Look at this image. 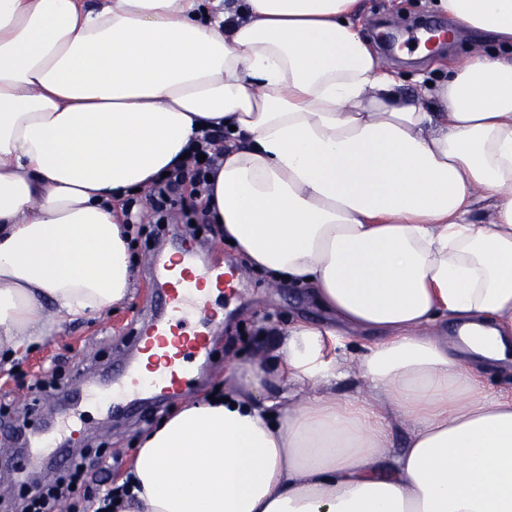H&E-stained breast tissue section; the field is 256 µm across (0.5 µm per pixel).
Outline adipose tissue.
Wrapping results in <instances>:
<instances>
[{
	"label": "adipose tissue",
	"mask_w": 512,
	"mask_h": 512,
	"mask_svg": "<svg viewBox=\"0 0 512 512\" xmlns=\"http://www.w3.org/2000/svg\"><path fill=\"white\" fill-rule=\"evenodd\" d=\"M431 6L512 47V0ZM360 14L0 0L5 359L130 299L122 202L218 127L210 223L332 317L288 326L277 363L256 357L145 436L116 512H512V393L481 384L512 370V54L408 92ZM482 191L489 224L471 218ZM355 333L362 353L338 358Z\"/></svg>",
	"instance_id": "obj_1"
}]
</instances>
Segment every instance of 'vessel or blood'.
I'll return each mask as SVG.
<instances>
[{"label":"vessel or blood","instance_id":"b4317fda","mask_svg":"<svg viewBox=\"0 0 512 512\" xmlns=\"http://www.w3.org/2000/svg\"><path fill=\"white\" fill-rule=\"evenodd\" d=\"M151 279L157 309L143 318L132 338L134 357L95 374L88 390H68V410L85 399L132 409L150 398L179 396L190 387L192 365L208 358L221 315L215 299L238 293V273L230 266L203 264L191 246L174 242L155 255ZM24 445L35 463L53 460L62 451L52 435L26 438Z\"/></svg>","mask_w":512,"mask_h":512}]
</instances>
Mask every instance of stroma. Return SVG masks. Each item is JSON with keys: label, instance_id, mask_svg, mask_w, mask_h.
I'll list each match as a JSON object with an SVG mask.
<instances>
[{"label": "stroma", "instance_id": "stroma-1", "mask_svg": "<svg viewBox=\"0 0 512 512\" xmlns=\"http://www.w3.org/2000/svg\"><path fill=\"white\" fill-rule=\"evenodd\" d=\"M363 32L375 39L381 29L404 32L421 19L441 21V14L429 7V0H362ZM494 47L489 36L461 29L453 44L438 53H421L418 44L389 53L378 48L382 63L403 77L407 89L419 81L436 82L434 58L441 57L457 63L476 53H486ZM202 245L216 263H235L239 266L241 288L238 294L225 298L224 319L213 341L209 362L199 369L196 379L184 397L155 409H143L128 418L99 403L85 404L83 421L78 434L65 437L64 443L73 458L97 452L111 457L113 473L124 477L142 434L158 422L183 408L185 403L205 399L225 385L224 371L236 364H246L253 351L264 345L261 328L284 329L297 320L322 323L327 319L308 289L281 285L270 287L265 275L241 265L234 248L226 244L215 229H202ZM156 241H137L133 255L136 259V282L130 300L122 306L104 311L94 320H75L52 327L38 346L29 348L11 362L13 373L0 380V401L10 403L15 416L25 419L31 431H39L59 414L62 394L50 388L37 391V379L59 373L63 383L77 386L90 367H107L121 362L128 352V338L137 320L152 303V287L148 278V260Z\"/></svg>", "mask_w": 512, "mask_h": 512}]
</instances>
